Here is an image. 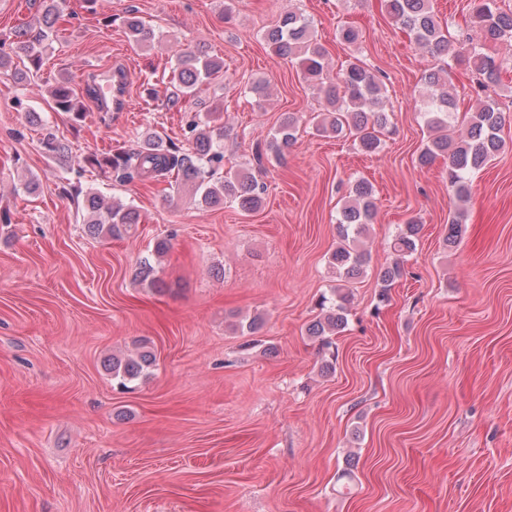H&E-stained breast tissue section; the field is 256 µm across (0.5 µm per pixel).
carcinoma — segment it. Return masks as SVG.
<instances>
[{"label": "carcinoma", "instance_id": "cac0c4a2", "mask_svg": "<svg viewBox=\"0 0 512 512\" xmlns=\"http://www.w3.org/2000/svg\"><path fill=\"white\" fill-rule=\"evenodd\" d=\"M65 0H42L40 26L36 34L21 28L16 32V48L28 61L26 70L16 73L21 81H29L42 66V43L53 32L62 17ZM385 9L392 20L413 35L415 41L433 53L444 56V65L424 77L426 92L421 101L428 128L433 133L427 147L419 155V164L427 166L437 157L448 158V186L460 200L468 197L473 175L482 169L501 149L498 135L504 114L489 97L479 99L467 111L468 128L463 136L448 133L456 101L447 89L449 62L464 63L472 67L486 82H494L499 75L502 59L482 51L473 39H460L443 30L435 18L430 0H384ZM472 22L486 39L512 48V12L500 9L497 0H475ZM127 35L138 46H150L159 34L156 28L136 16L126 18ZM267 44L278 57L299 60L305 79L323 94L330 107L319 121L316 130L322 134L349 136L358 141L362 150L376 152L381 145L379 134L389 124V115L380 105L382 81L378 71L355 57L343 72L332 78L326 65V51L315 39L312 21L303 14L290 11L278 25L265 34ZM174 63L170 66L164 88L150 89V96L167 108L181 109L186 98L196 95L197 88L224 73V60L210 55L202 46L173 47ZM54 108L67 112L78 120L82 107L77 101L72 79L68 78L52 90ZM193 134L188 147L178 148L165 143L161 135L151 133L134 149L113 154H92L82 159L87 165L121 181L138 178L165 182L169 188H186L200 197L207 207L226 203L237 205L250 213L262 205L264 187L255 177L244 171H226L218 175L224 161V121L220 103L208 111L197 113L188 124ZM296 120L288 115L280 122L276 136L267 145L275 156L283 155L295 142ZM371 185L363 180L355 182L349 192L348 205L338 222L339 245L331 253L328 264L336 275V287L331 297L319 302L322 317L307 328L310 336L319 337L327 344L343 327L344 311L349 302L343 293L345 283L359 278L369 261V253L361 248L374 213ZM84 224L95 238L120 240L132 236L140 223V214L133 206L119 202H106L98 193L89 190L83 195ZM420 222L411 220L392 241L394 259L384 267L379 280L381 288L388 290L403 274L404 262L415 249ZM139 282L149 288H160L162 281L150 260H144L137 272ZM156 356L151 347L142 344L130 354L112 356L108 363L112 380L122 389L149 375Z\"/></svg>", "mask_w": 512, "mask_h": 512}]
</instances>
